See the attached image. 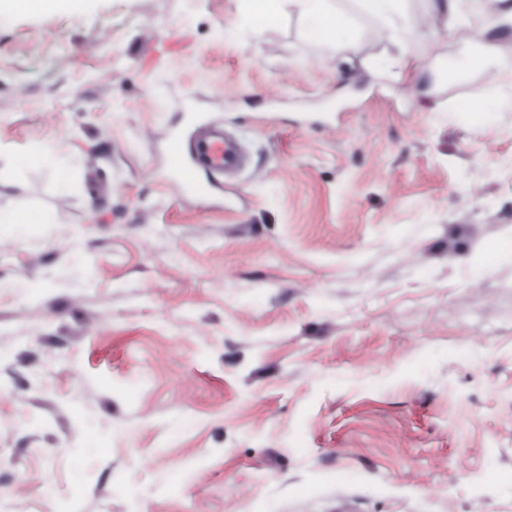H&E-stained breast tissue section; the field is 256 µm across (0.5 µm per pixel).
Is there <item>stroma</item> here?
Returning <instances> with one entry per match:
<instances>
[{
  "label": "stroma",
  "mask_w": 512,
  "mask_h": 512,
  "mask_svg": "<svg viewBox=\"0 0 512 512\" xmlns=\"http://www.w3.org/2000/svg\"><path fill=\"white\" fill-rule=\"evenodd\" d=\"M336 5L353 65L293 6L0 14V512H512V83ZM259 26L272 23L279 15L286 0H244ZM168 152L175 162L177 183L187 194L205 189L202 172L209 177L239 169L244 163L239 141L221 131H210L196 139L190 148L189 161L184 158L185 147L177 135H169Z\"/></svg>",
  "instance_id": "1"
}]
</instances>
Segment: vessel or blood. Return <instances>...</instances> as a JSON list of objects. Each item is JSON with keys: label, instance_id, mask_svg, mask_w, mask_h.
<instances>
[{"label": "vessel or blood", "instance_id": "vessel-or-blood-1", "mask_svg": "<svg viewBox=\"0 0 512 512\" xmlns=\"http://www.w3.org/2000/svg\"><path fill=\"white\" fill-rule=\"evenodd\" d=\"M168 152L175 162L176 180L188 194L204 190V175L236 170L244 163L239 141L220 131L208 132L188 147L177 135H170Z\"/></svg>", "mask_w": 512, "mask_h": 512}]
</instances>
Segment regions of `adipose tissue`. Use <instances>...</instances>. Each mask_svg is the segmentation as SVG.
Returning a JSON list of instances; mask_svg holds the SVG:
<instances>
[{
    "instance_id": "ef3b65f1",
    "label": "adipose tissue",
    "mask_w": 512,
    "mask_h": 512,
    "mask_svg": "<svg viewBox=\"0 0 512 512\" xmlns=\"http://www.w3.org/2000/svg\"><path fill=\"white\" fill-rule=\"evenodd\" d=\"M294 6L306 18L313 35L321 45L342 51L346 61H354L362 52V46L352 39H340V32L347 20L337 9L335 0H292ZM361 11L381 22L379 41L393 45L398 62H405L409 48L401 38V29L411 24L431 33L455 31L465 11H473L482 17L485 27L494 28L512 21V5L507 0H430L428 11L420 16H406L401 11V0H358Z\"/></svg>"
}]
</instances>
